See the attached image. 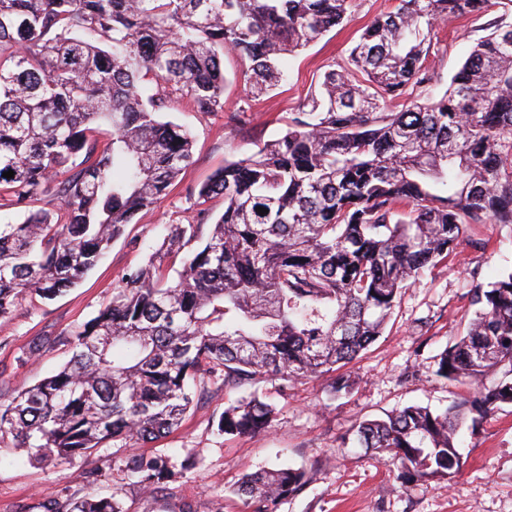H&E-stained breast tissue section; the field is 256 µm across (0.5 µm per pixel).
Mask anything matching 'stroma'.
I'll use <instances>...</instances> for the list:
<instances>
[{"label":"stroma","mask_w":512,"mask_h":512,"mask_svg":"<svg viewBox=\"0 0 512 512\" xmlns=\"http://www.w3.org/2000/svg\"><path fill=\"white\" fill-rule=\"evenodd\" d=\"M395 0H353L347 21L298 52L283 56L285 79L260 98L248 97L239 58H224V109L206 114L177 102L167 120L186 127L195 139L194 157L181 183L155 207L139 213L99 265L65 295L45 300L24 295L6 321H0V381L11 389L31 386L69 358L65 348L24 359L38 335L59 334L93 318L112 298L122 275L144 264L156 245L178 224L189 223L192 193L224 161L252 154L258 144L280 137L291 112L317 87L327 71L349 64V51L363 27L391 11ZM500 19L512 25V11L493 7L481 14L441 23L429 59L434 79L407 98L441 96L471 47ZM245 111L238 128L230 117ZM455 265L440 263L402 289L381 336L350 367V393L333 395L324 375L280 388L259 383L276 409L262 435L219 436L212 423L224 409L220 396L191 409L181 428L149 443L145 454L162 453L173 461L193 456L172 490L147 498L129 486L124 460L129 451L108 447L93 458L78 457L52 466L28 461L10 448L0 449V512H42L46 496L59 500L89 493H118L124 512H250L234 488L249 472L282 466L305 469L308 483L284 500L278 512H512V404L502 405L477 430H463V466L452 479L404 486L396 466L371 450L348 445L355 426L366 419L420 404L443 410L469 395L467 386L438 375L437 357L470 319L468 291L512 268V224H472L459 245ZM96 471L83 485L79 476Z\"/></svg>","instance_id":"35a3bbf8"}]
</instances>
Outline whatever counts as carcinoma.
<instances>
[{
	"instance_id": "cac0c4a2",
	"label": "carcinoma",
	"mask_w": 512,
	"mask_h": 512,
	"mask_svg": "<svg viewBox=\"0 0 512 512\" xmlns=\"http://www.w3.org/2000/svg\"><path fill=\"white\" fill-rule=\"evenodd\" d=\"M496 0H398L292 113L285 133L226 160L145 266L82 326L35 338L38 358L66 346L54 374L0 396V445L59 465L109 442L170 434L208 394L263 380L334 373L383 333L400 289L459 257L470 224H512V26L491 23L438 100L391 109L428 66L440 22ZM352 0H0V319L27 293L76 286L141 211L192 162V140L161 120L179 99L224 111L222 58L248 63L251 96L274 90L281 58L348 19ZM12 170L14 176L3 173ZM43 197L52 208L34 209ZM224 200L214 216L207 202ZM263 207L260 213L256 208ZM185 253L168 279L164 262ZM466 332L438 374L471 398L436 412L408 406L363 420L353 442L416 485L462 468L459 428L512 404V270L470 290ZM273 406L227 401L217 433L255 436ZM133 454L130 485L161 492L191 466ZM307 482L300 468L246 474L251 512H277ZM45 512H121L84 496Z\"/></svg>"
}]
</instances>
